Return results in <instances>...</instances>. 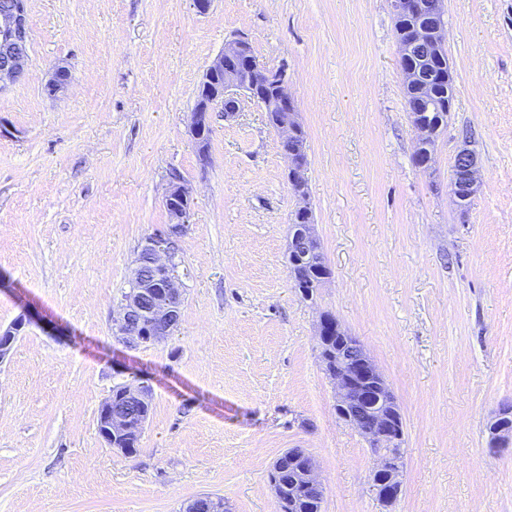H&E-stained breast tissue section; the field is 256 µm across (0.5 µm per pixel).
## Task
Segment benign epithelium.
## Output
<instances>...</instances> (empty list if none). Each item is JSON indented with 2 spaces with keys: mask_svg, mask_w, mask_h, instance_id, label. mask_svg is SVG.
Returning a JSON list of instances; mask_svg holds the SVG:
<instances>
[{
  "mask_svg": "<svg viewBox=\"0 0 512 512\" xmlns=\"http://www.w3.org/2000/svg\"><path fill=\"white\" fill-rule=\"evenodd\" d=\"M396 17H415L417 23L399 27V65L405 84L422 81L418 69L407 65L412 55L424 45L438 49L445 46L447 22L424 16V0H391ZM30 38L28 13L20 3L0 9V88L4 83L18 80L28 64L26 45ZM70 84L67 68L57 67L46 84L51 95L67 91ZM271 88V98L255 96L259 89ZM202 101L191 115L190 133L201 159L208 149L201 141L210 130V112L220 105L224 117L240 110L245 97L260 107L268 106L277 113L273 128L277 131L284 155L288 161V181L296 199L292 214H311L308 194V145L300 137L303 125L289 90L288 74L283 69H269L249 53L246 37L239 35L224 45L207 67L199 87ZM410 124L415 133L414 156H430L443 121H432L421 114H413ZM455 159L460 168L452 169L450 195L457 207H462L480 188L476 154L465 144ZM192 199L187 188L171 182L165 198L170 222L145 238L138 256L153 270L156 284L142 280L139 267H134L129 279L130 289L123 295L117 315L113 318L112 333L129 347L147 342L144 324L154 327L152 339L160 341L171 336L180 319L182 306L181 278L178 271L177 244L185 234ZM325 263L314 233L313 221L298 225L290 245V270L303 266L311 270ZM161 288L156 297L154 288ZM26 318L18 317L0 329V364L9 356L13 343L23 331ZM316 336L320 345L322 364L335 386V406L338 417L354 428L367 442L375 457L373 483L379 501L393 503L401 492V444L404 436L403 418L394 391L372 360L364 345L349 335L340 322L330 314L320 317ZM129 403L144 405L151 400L149 386L138 382L123 385ZM102 427L101 437L107 447L118 440H138L144 422L126 414L120 407L105 400L98 411ZM288 467L294 469L293 485L288 487L290 506L299 505L297 490L324 492V486L311 455L303 448H290ZM224 502L213 497H201L188 503L184 512H223Z\"/></svg>",
  "mask_w": 512,
  "mask_h": 512,
  "instance_id": "benign-epithelium-1",
  "label": "benign epithelium"
}]
</instances>
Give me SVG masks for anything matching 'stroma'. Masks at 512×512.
<instances>
[{"mask_svg": "<svg viewBox=\"0 0 512 512\" xmlns=\"http://www.w3.org/2000/svg\"><path fill=\"white\" fill-rule=\"evenodd\" d=\"M454 78L429 169L412 161L389 0H28L29 67L0 89V324L26 316L0 365V512H280L268 481L289 448L324 483L323 512H512V446L488 427L512 404V0H444ZM286 67L331 278H289L296 200L257 104L189 133L227 40ZM67 67L65 94L50 95ZM470 129L482 185L450 171ZM194 199L178 245L172 336L127 347L112 319L136 253ZM364 344L404 421L403 487L384 508L374 459L336 416L315 336L322 314ZM140 380L152 410L133 455L107 448L100 405ZM455 159L460 162V169H452L450 175V195L454 204L462 208L480 188L478 160L467 142L458 150Z\"/></svg>", "mask_w": 512, "mask_h": 512, "instance_id": "stroma-1", "label": "stroma"}]
</instances>
